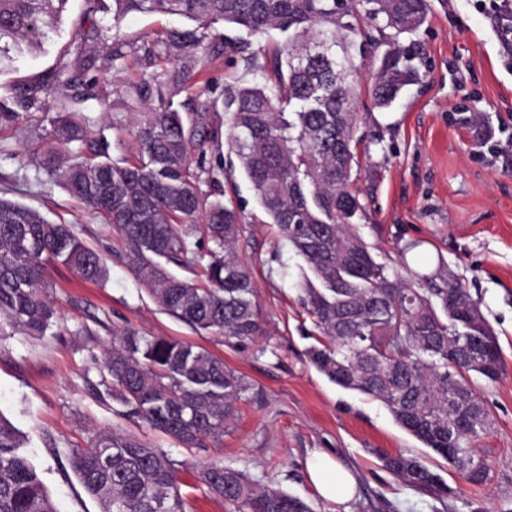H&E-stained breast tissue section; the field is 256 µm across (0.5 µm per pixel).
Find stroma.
I'll return each instance as SVG.
<instances>
[{"label":"stroma","mask_w":512,"mask_h":512,"mask_svg":"<svg viewBox=\"0 0 512 512\" xmlns=\"http://www.w3.org/2000/svg\"><path fill=\"white\" fill-rule=\"evenodd\" d=\"M88 9L69 0L60 34L42 52L0 72V85L20 89L51 69L71 43ZM419 83L408 86L390 109L378 110L361 77L354 105L359 141L351 187L365 205L354 222L381 261L409 260L422 274L452 275L465 286L494 330L505 363L495 383H479L493 426L476 448L489 480L469 484L461 474L400 428L378 401L330 383L309 362L318 332L298 301L302 261L261 223L254 193L233 155L207 153L208 165L224 163V187L244 216L235 244L251 268L263 316V336L239 346L199 333L160 310L143 283L118 256L112 230L39 169L43 128L0 131V191L71 225L104 257L108 278L98 285L63 266L49 271L56 321L46 336L0 332V414L26 437L27 449L55 501L57 512H100L72 472V449L97 433L133 434L175 459L187 512H230L197 482L200 466L221 461L254 483L282 488L305 499L314 512H512V167L491 155L512 135V51L497 29L492 8L475 0H432L415 37ZM145 68L141 53L118 70H91L96 93L108 109L86 102L91 139L125 156L137 118L123 104L128 83ZM481 113L479 125L462 115ZM131 326L145 336H168L206 348L243 376L250 389L221 438L203 448L174 440L120 414L100 387L114 330ZM403 451L437 470L454 490L447 499L407 487L384 466L380 452ZM316 452L332 454L357 481V493L339 505L324 500L307 474Z\"/></svg>","instance_id":"1"}]
</instances>
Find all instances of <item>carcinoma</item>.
<instances>
[{"label":"carcinoma","instance_id":"obj_1","mask_svg":"<svg viewBox=\"0 0 512 512\" xmlns=\"http://www.w3.org/2000/svg\"><path fill=\"white\" fill-rule=\"evenodd\" d=\"M107 30L129 14H168L189 21L144 49L155 70L125 90L127 107L148 98L131 135L137 148L114 160L88 143L87 121L50 92L72 87L96 68L81 48L63 50L55 66L18 92L0 91V130L22 128L33 112H52L39 169L112 225L123 263L155 304L196 331L241 344L263 335L248 264L234 249L239 206L226 197L224 164L206 166L207 147L227 146L262 212L307 265L300 301L322 339L308 356L331 383L383 403L395 422L440 455L468 482L483 484L488 467L475 442L492 426L474 379L504 374L497 338L463 285L450 278L404 274L376 259L352 219L365 210L351 189L357 162L353 103L357 75L371 56L369 91L386 109L419 78L400 46L419 32L430 0H111ZM68 0H0V62L43 47ZM257 37H224V58L244 55L253 81L224 71V90L200 86L214 61L216 25ZM274 32L284 39L262 37ZM134 41L113 37L106 58L118 69ZM194 93L196 118L175 103ZM224 113V124L206 121ZM214 249L198 254L197 237ZM207 260L201 284L173 268ZM61 265L90 282L107 271L99 252L68 224L0 196V331L46 335L55 323L48 270ZM102 382L123 415L185 447L224 435L249 390L244 377L207 349L128 326L113 333ZM385 468L406 485L443 500L452 489L420 458L383 453ZM69 464L101 512H186L177 461L141 439L115 431L72 449ZM233 512H312L301 498L259 487L244 473L212 462L198 473ZM0 512H56L18 428L0 414Z\"/></svg>","mask_w":512,"mask_h":512}]
</instances>
